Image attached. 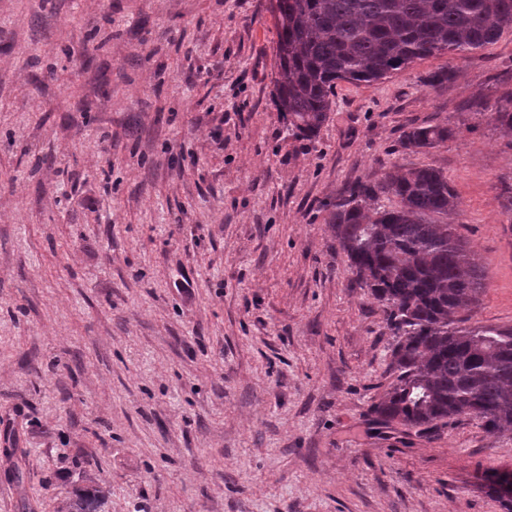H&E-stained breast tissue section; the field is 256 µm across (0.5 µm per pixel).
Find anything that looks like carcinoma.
<instances>
[{"instance_id":"1","label":"carcinoma","mask_w":512,"mask_h":512,"mask_svg":"<svg viewBox=\"0 0 512 512\" xmlns=\"http://www.w3.org/2000/svg\"><path fill=\"white\" fill-rule=\"evenodd\" d=\"M272 98L288 132L312 139L332 112L336 82L373 83L442 52L465 54L512 28V0H282ZM469 108L512 136V95ZM447 126H410L402 146L431 149ZM458 197L442 170H393L345 184L328 224L362 286L382 306L395 382L375 406L386 424L427 430L475 419L512 431V328L466 326L484 272L448 223ZM107 491H81L66 512H102Z\"/></svg>"}]
</instances>
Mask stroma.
Listing matches in <instances>:
<instances>
[{"mask_svg":"<svg viewBox=\"0 0 512 512\" xmlns=\"http://www.w3.org/2000/svg\"><path fill=\"white\" fill-rule=\"evenodd\" d=\"M267 0H0V512H503L512 432L373 407L384 314L328 224L344 184L442 169L512 326V29L336 84L313 140L273 102ZM455 77L427 86L442 68ZM409 125L454 134L405 150ZM490 119L504 136H512V95L498 99L490 110ZM107 498V491L102 487L80 491L66 504V512H102Z\"/></svg>","mask_w":512,"mask_h":512,"instance_id":"35a3bbf8","label":"stroma"}]
</instances>
